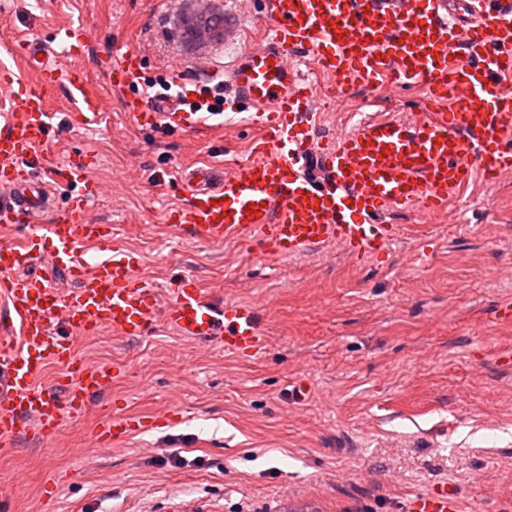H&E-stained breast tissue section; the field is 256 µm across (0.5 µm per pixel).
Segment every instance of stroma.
<instances>
[{"mask_svg": "<svg viewBox=\"0 0 512 512\" xmlns=\"http://www.w3.org/2000/svg\"><path fill=\"white\" fill-rule=\"evenodd\" d=\"M225 17L235 39L192 32L197 17ZM265 19L259 0H0V35L53 40L77 27L86 47L65 63L84 70L102 102L76 122L64 90L50 98L51 150L96 159L91 178L113 187L89 204L139 273L170 287L182 274L220 300L256 304L268 337L258 356L197 351L167 328L138 339L103 332L76 338L79 358L117 370L99 402L68 422L60 446L35 441L0 455L7 512H405L409 497L448 483L458 512H512V171L469 189L448 213L397 212L406 234L385 258L358 261L330 245L294 260L257 246H209L167 224L180 199L153 173L208 161L232 168L254 141L247 127L212 134L141 129L122 112L103 62L133 48L145 77L205 58L230 70ZM360 88L318 104L319 133L336 136L369 96ZM372 112L424 111L420 90L378 88ZM168 426L100 453L90 437L104 415L151 417ZM183 448L190 461L164 462Z\"/></svg>", "mask_w": 512, "mask_h": 512, "instance_id": "stroma-1", "label": "stroma"}]
</instances>
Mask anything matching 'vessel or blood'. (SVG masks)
Wrapping results in <instances>:
<instances>
[{"mask_svg":"<svg viewBox=\"0 0 512 512\" xmlns=\"http://www.w3.org/2000/svg\"><path fill=\"white\" fill-rule=\"evenodd\" d=\"M266 27L227 76L205 63L171 66L222 78L225 107L245 105L260 141L253 157L230 172L210 167L155 180L184 201L175 226L215 246L257 243L268 258L298 257L329 244L360 260L388 254L399 236L390 212L447 210L475 178L491 182L512 169V0H263ZM23 51L36 78L23 92L0 84V223L24 228L23 241L0 242V454L21 438L55 450L65 420L85 415L110 387L105 366L76 359L75 335L109 330L122 338L166 326L201 351L254 356L268 338L256 305L219 302L190 275L168 289L138 272L135 254L113 248L88 201L107 195L90 178L93 155L80 150L58 163L46 151L54 130L49 93L65 85L84 120L101 107L80 70H63L49 49L0 40V52ZM313 61L334 98L356 86L393 84L426 90L425 112L360 119L333 141L316 139L317 87L303 70ZM106 81L141 128L165 126L207 134L205 111L180 100L148 99L142 57L113 56ZM68 189L58 204L56 188ZM68 285H55V275ZM58 385L40 380L49 366ZM149 423L115 414L96 427L91 444L108 451ZM407 512H457L442 484L415 495Z\"/></svg>","mask_w":512,"mask_h":512,"instance_id":"b4317fda","label":"vessel or blood"}]
</instances>
